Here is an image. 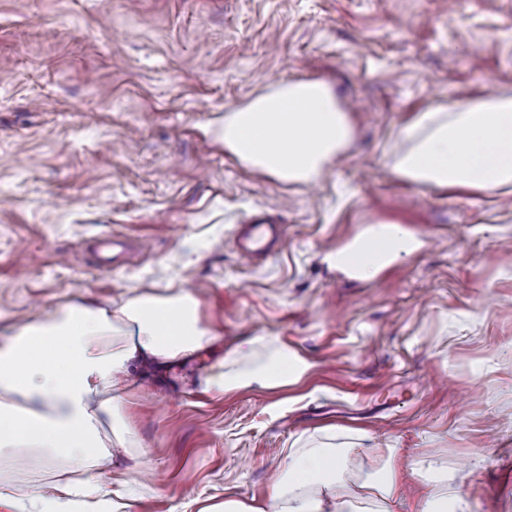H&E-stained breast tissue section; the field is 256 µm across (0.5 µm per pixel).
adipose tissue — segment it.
Here are the masks:
<instances>
[{
	"mask_svg": "<svg viewBox=\"0 0 512 512\" xmlns=\"http://www.w3.org/2000/svg\"><path fill=\"white\" fill-rule=\"evenodd\" d=\"M224 148L288 183L314 182L354 137L332 86L318 79L278 85L226 111ZM392 168L424 188L490 193L512 186V95L489 94L418 113L399 132ZM418 246L392 222L366 230L333 261L371 277ZM217 340L187 292H143L120 303H69L0 336V454L47 448L67 476L24 495L0 491L7 512H107L97 470L126 449L127 425L114 413L136 363L164 365ZM310 365L285 345L257 336L227 351L204 376L206 388L235 392L297 382ZM395 448L298 449L264 500L231 497L210 512H394L402 496ZM432 491L415 512H471L443 468L425 471ZM357 492H349V482Z\"/></svg>",
	"mask_w": 512,
	"mask_h": 512,
	"instance_id": "adipose-tissue-1",
	"label": "adipose tissue"
}]
</instances>
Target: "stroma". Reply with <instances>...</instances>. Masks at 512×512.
<instances>
[{"label": "stroma", "instance_id": "obj_1", "mask_svg": "<svg viewBox=\"0 0 512 512\" xmlns=\"http://www.w3.org/2000/svg\"><path fill=\"white\" fill-rule=\"evenodd\" d=\"M332 84L355 137L307 186L225 151L224 113L273 86ZM512 93V0H0V334L78 301L190 292L213 350L132 370L119 512L264 499L297 448H396L413 512L431 460L473 512H512V190L439 191L391 169L443 102ZM282 224L251 264L233 239ZM374 221L410 255L369 280L328 258ZM125 242L113 258L103 241ZM264 336L300 382L217 393L218 357ZM66 469L0 459L18 495Z\"/></svg>", "mask_w": 512, "mask_h": 512}]
</instances>
